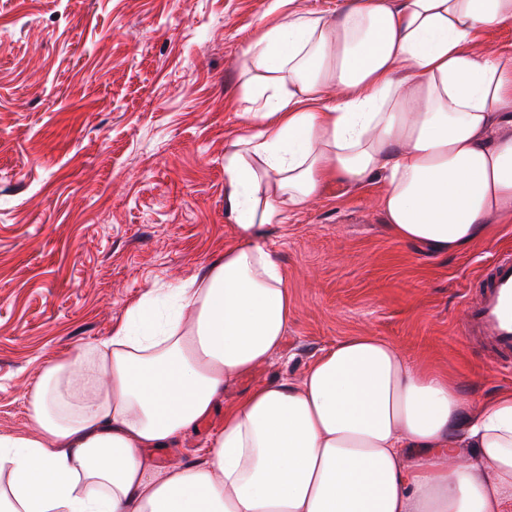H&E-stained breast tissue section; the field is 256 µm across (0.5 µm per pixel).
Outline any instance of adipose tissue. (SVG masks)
Returning a JSON list of instances; mask_svg holds the SVG:
<instances>
[{
    "label": "adipose tissue",
    "mask_w": 512,
    "mask_h": 512,
    "mask_svg": "<svg viewBox=\"0 0 512 512\" xmlns=\"http://www.w3.org/2000/svg\"><path fill=\"white\" fill-rule=\"evenodd\" d=\"M294 2L269 0L244 51L249 124L224 153L239 245L45 364L34 437L0 435V512H512V390L472 409L379 336L250 389L202 463L149 454L280 350L292 304L267 233L329 184L381 183L393 235L440 256L512 224V48L468 50L512 26V0Z\"/></svg>",
    "instance_id": "obj_1"
}]
</instances>
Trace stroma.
<instances>
[{
	"mask_svg": "<svg viewBox=\"0 0 512 512\" xmlns=\"http://www.w3.org/2000/svg\"><path fill=\"white\" fill-rule=\"evenodd\" d=\"M268 0H0V434L32 435L45 363L106 340L131 304L201 276L239 242L224 151L245 120L243 52ZM380 186H329L267 237L292 314L280 352L229 386L300 378L370 333L456 379L470 405L512 390L460 336L512 224L448 256L393 238ZM216 407L156 462L204 458Z\"/></svg>",
	"mask_w": 512,
	"mask_h": 512,
	"instance_id": "35a3bbf8",
	"label": "stroma"
}]
</instances>
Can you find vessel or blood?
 Masks as SVG:
<instances>
[{
    "instance_id": "1",
    "label": "vessel or blood",
    "mask_w": 512,
    "mask_h": 512,
    "mask_svg": "<svg viewBox=\"0 0 512 512\" xmlns=\"http://www.w3.org/2000/svg\"><path fill=\"white\" fill-rule=\"evenodd\" d=\"M460 332L480 337L499 365L512 369V254L499 258L480 280L479 298L467 304Z\"/></svg>"
}]
</instances>
